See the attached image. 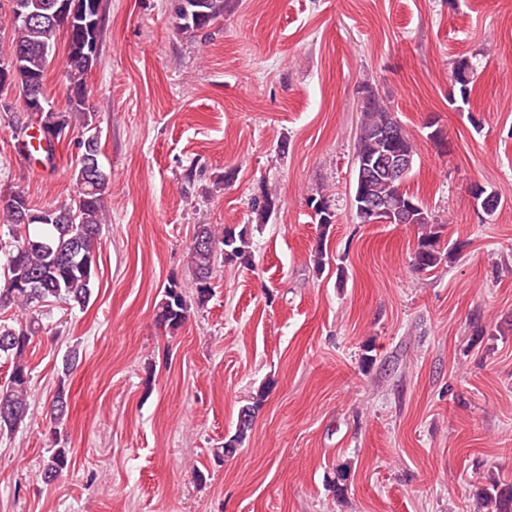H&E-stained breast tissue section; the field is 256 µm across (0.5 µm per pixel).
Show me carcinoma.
I'll list each match as a JSON object with an SVG mask.
<instances>
[{
    "label": "carcinoma",
    "mask_w": 512,
    "mask_h": 512,
    "mask_svg": "<svg viewBox=\"0 0 512 512\" xmlns=\"http://www.w3.org/2000/svg\"><path fill=\"white\" fill-rule=\"evenodd\" d=\"M9 13L0 15V30L11 31L10 46L20 51L19 67L8 83L0 77V107L9 110L6 102L10 90L29 87L40 98H47L45 79L47 68L54 57L57 35L67 37L68 51L63 68L69 110L57 112L46 103L37 113L38 131L48 142H58L71 125V115L82 118V139L79 148L83 158L74 170L77 194L75 205L69 207L35 208L24 194L11 193L0 200V224L8 229L9 239L0 241V252L5 257L3 282L0 283V309L9 307L25 314L13 324L0 323V355L11 360L12 371L8 384L0 390V433H12L26 425L29 419L31 373L27 352L34 336L45 330L37 316V308L51 300L71 306L88 305L93 294L97 268L98 240L102 225L107 223L104 204L105 192L111 180L100 163V135L96 125V110L90 105L87 77L97 62L88 51L98 41L99 19L92 0H64L66 8L59 17H48L57 0H8ZM172 12L181 21V28L193 34L208 29L224 17V0H170ZM22 6L38 19L24 22L17 15ZM476 65L465 58L452 64L451 81L458 88L462 101L469 100ZM361 106L362 121L358 135V163L376 160L390 152L415 153L413 144L391 107L369 88H364ZM482 212L490 216L500 205L499 196L481 184L473 186ZM364 195L369 203L390 204L400 201L410 206L407 223L429 228L418 239L412 257V266L418 271H431L442 261L450 259L455 247L445 248L441 243L440 225L427 205L417 196L403 189V183L391 180L381 173H370L364 180ZM315 210L314 221L320 227V236L314 251V267L324 263L323 240L336 223V212L329 197L319 193L308 198ZM277 207V197L268 190L252 202V212L259 222L270 217ZM190 267L196 280L195 303L207 305L213 296L211 280L217 257L229 264H252V242L246 228L226 224L222 227L201 224L188 248ZM190 304L181 285L168 282L160 301L155 306L157 327L175 331L189 317ZM271 386L264 385L252 396V401L241 407L235 432L224 437L215 456L223 459L234 456L248 437L256 414L266 401ZM69 413V391L65 380L53 398L49 417L61 426ZM71 466L69 449L55 448L44 460L42 475L47 482L64 476ZM481 512H512V484L492 480L481 489L478 501Z\"/></svg>",
    "instance_id": "carcinoma-1"
}]
</instances>
